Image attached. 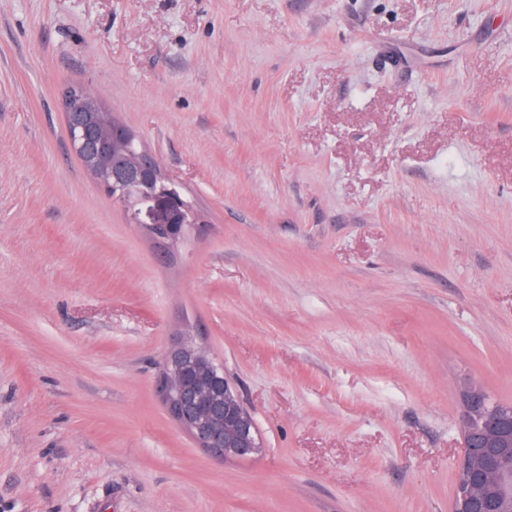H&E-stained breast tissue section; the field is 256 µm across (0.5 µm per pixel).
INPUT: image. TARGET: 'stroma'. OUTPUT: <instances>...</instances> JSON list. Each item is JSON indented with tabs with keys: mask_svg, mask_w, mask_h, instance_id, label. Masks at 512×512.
I'll return each instance as SVG.
<instances>
[{
	"mask_svg": "<svg viewBox=\"0 0 512 512\" xmlns=\"http://www.w3.org/2000/svg\"><path fill=\"white\" fill-rule=\"evenodd\" d=\"M82 87L203 221L86 174ZM192 324L261 455L155 387ZM512 403V0H0V512H451Z\"/></svg>",
	"mask_w": 512,
	"mask_h": 512,
	"instance_id": "stroma-1",
	"label": "stroma"
}]
</instances>
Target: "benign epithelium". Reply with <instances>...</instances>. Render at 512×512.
Returning <instances> with one entry per match:
<instances>
[{
	"label": "benign epithelium",
	"instance_id": "7a95c632",
	"mask_svg": "<svg viewBox=\"0 0 512 512\" xmlns=\"http://www.w3.org/2000/svg\"><path fill=\"white\" fill-rule=\"evenodd\" d=\"M63 108L68 116L84 108L96 113L89 138L133 145L121 160L100 156L87 173L164 250L176 248L192 226L202 223L131 127L85 98L78 87L66 91ZM195 336L193 327L178 328L159 368L157 392L166 413L196 447L215 459L261 453L263 442L251 412L227 379L224 396H216L224 368ZM461 401L464 454L456 469L451 512H512V409L490 400L469 380L461 388Z\"/></svg>",
	"mask_w": 512,
	"mask_h": 512
}]
</instances>
